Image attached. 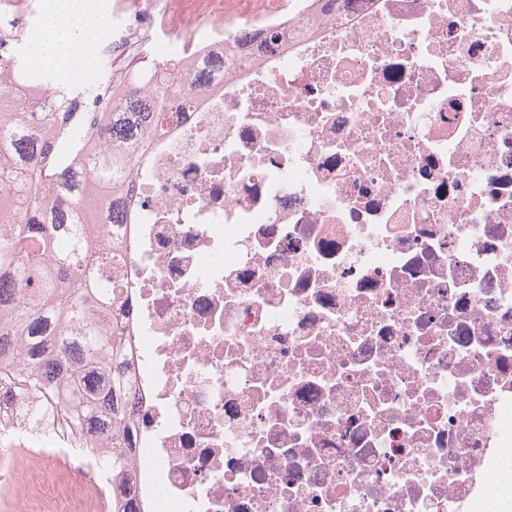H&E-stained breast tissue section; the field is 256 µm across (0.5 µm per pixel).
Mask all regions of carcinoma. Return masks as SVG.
Instances as JSON below:
<instances>
[{
	"label": "carcinoma",
	"mask_w": 512,
	"mask_h": 512,
	"mask_svg": "<svg viewBox=\"0 0 512 512\" xmlns=\"http://www.w3.org/2000/svg\"><path fill=\"white\" fill-rule=\"evenodd\" d=\"M15 41L13 64L0 69V385L13 389L14 407L38 426L25 406L32 395L55 403L60 430L82 448L109 440L112 467L131 458L126 422L127 382L118 365L126 346L122 328L109 319L119 303L116 272L88 264L94 225L88 216L106 202L95 192L116 184L135 154L148 150L144 130L179 105L175 91L160 86L145 103L132 98L108 117L99 146L73 151L87 132L77 87H51L14 102V85L26 84L27 59Z\"/></svg>",
	"instance_id": "1"
}]
</instances>
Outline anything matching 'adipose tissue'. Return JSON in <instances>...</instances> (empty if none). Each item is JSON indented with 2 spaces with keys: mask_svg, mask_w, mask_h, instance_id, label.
<instances>
[{
  "mask_svg": "<svg viewBox=\"0 0 512 512\" xmlns=\"http://www.w3.org/2000/svg\"><path fill=\"white\" fill-rule=\"evenodd\" d=\"M101 19L89 10L85 0H50L45 26L35 48L37 62L71 71L84 54L83 42L75 31L97 32Z\"/></svg>",
  "mask_w": 512,
  "mask_h": 512,
  "instance_id": "adipose-tissue-1",
  "label": "adipose tissue"
}]
</instances>
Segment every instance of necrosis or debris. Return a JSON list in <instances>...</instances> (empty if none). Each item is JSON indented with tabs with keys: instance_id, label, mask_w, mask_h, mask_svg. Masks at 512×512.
Segmentation results:
<instances>
[{
	"instance_id": "obj_1",
	"label": "necrosis or debris",
	"mask_w": 512,
	"mask_h": 512,
	"mask_svg": "<svg viewBox=\"0 0 512 512\" xmlns=\"http://www.w3.org/2000/svg\"><path fill=\"white\" fill-rule=\"evenodd\" d=\"M94 50L185 103L94 218L131 464L55 512L512 503V0H114Z\"/></svg>"
}]
</instances>
